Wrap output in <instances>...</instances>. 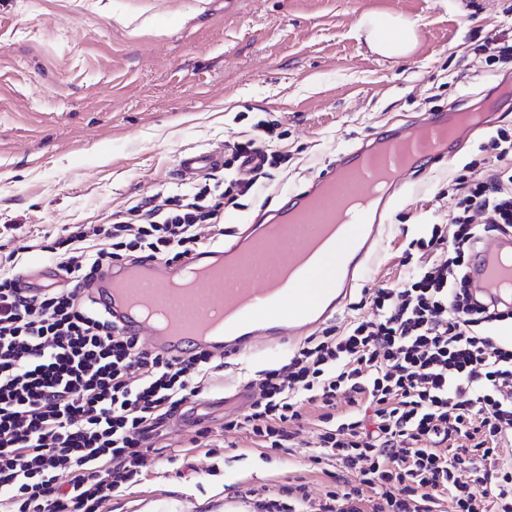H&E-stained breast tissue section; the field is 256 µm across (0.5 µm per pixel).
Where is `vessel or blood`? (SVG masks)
I'll return each instance as SVG.
<instances>
[{"label": "vessel or blood", "instance_id": "1", "mask_svg": "<svg viewBox=\"0 0 512 512\" xmlns=\"http://www.w3.org/2000/svg\"><path fill=\"white\" fill-rule=\"evenodd\" d=\"M450 122L447 113L437 112L424 122L379 134L340 155L308 189L290 199L284 214L273 216L276 224L283 223L288 212L300 217L289 226L293 246L288 253L251 251V240L265 230L264 225L252 224L235 242L210 246L178 263L140 262L151 282L133 299L117 291L130 264L106 266L92 282L90 297L110 314L122 335L141 340L151 351L170 358L200 350L231 355L245 348L295 344L310 328L340 310L366 278L373 245L385 229L381 216L392 196L387 193L375 199L369 210L342 225L313 252L307 250V243L324 222L341 212L345 192L337 189L318 208L311 207V200L324 187L335 186L345 172L355 177L353 191H367L380 166L391 170L394 185H401L423 159L448 156L453 144L446 134ZM223 165V150L188 151L181 155L177 172L182 181L189 182ZM191 273L200 276L193 293L195 314L171 312L172 330L159 333L143 317L142 308L163 306L169 283ZM60 278L59 265L45 259L34 273L23 277L22 285L37 293ZM467 283L473 296L512 306V234L475 246Z\"/></svg>", "mask_w": 512, "mask_h": 512}]
</instances>
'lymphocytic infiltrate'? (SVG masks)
<instances>
[{
  "instance_id": "lymphocytic-infiltrate-1",
  "label": "lymphocytic infiltrate",
  "mask_w": 512,
  "mask_h": 512,
  "mask_svg": "<svg viewBox=\"0 0 512 512\" xmlns=\"http://www.w3.org/2000/svg\"><path fill=\"white\" fill-rule=\"evenodd\" d=\"M276 123L258 120L224 152V177L133 202L109 224L76 226L56 249L63 286L22 293L0 264V512H101L147 465L150 431L187 398L207 393L223 357L171 359L114 328L89 284L115 261L175 263L219 241L224 202L255 193L271 167ZM259 166L246 170L250 156ZM475 212L488 214L473 224ZM512 229V166L487 173L459 198L450 223L433 225L418 250L439 260L407 264L376 289L374 318L308 336L287 364L249 381L248 431L276 450L318 411L314 462L332 460L354 484L322 501L262 496L257 512H512V342L494 336L512 310L477 305L467 265L484 236ZM374 493L365 499L364 490Z\"/></svg>"
}]
</instances>
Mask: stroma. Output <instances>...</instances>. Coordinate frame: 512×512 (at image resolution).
Segmentation results:
<instances>
[{"mask_svg": "<svg viewBox=\"0 0 512 512\" xmlns=\"http://www.w3.org/2000/svg\"><path fill=\"white\" fill-rule=\"evenodd\" d=\"M389 12L419 23L407 57L386 59L356 34L360 17ZM512 0H0V249L20 225L34 271L80 224H107L127 201L175 188L183 152L238 140L278 122L287 163L255 194L224 206L233 232L305 190L346 149L381 128L493 103L488 127L450 157L425 162L384 217L390 230L364 289L401 279L404 251L425 225L456 210L450 188L500 165L490 140L512 137ZM282 345L225 358L192 425L169 421V446L108 512H253L257 496L333 485L335 462L306 448L261 456L249 436L206 455L195 430H218L256 371L282 365Z\"/></svg>", "mask_w": 512, "mask_h": 512, "instance_id": "obj_1", "label": "stroma"}]
</instances>
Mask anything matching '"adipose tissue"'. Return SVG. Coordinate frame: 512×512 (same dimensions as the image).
<instances>
[{"label":"adipose tissue","mask_w":512,"mask_h":512,"mask_svg":"<svg viewBox=\"0 0 512 512\" xmlns=\"http://www.w3.org/2000/svg\"><path fill=\"white\" fill-rule=\"evenodd\" d=\"M357 31L365 36L377 53L389 58L409 54L419 36L416 22L391 13L362 15Z\"/></svg>","instance_id":"ef3b65f1"}]
</instances>
